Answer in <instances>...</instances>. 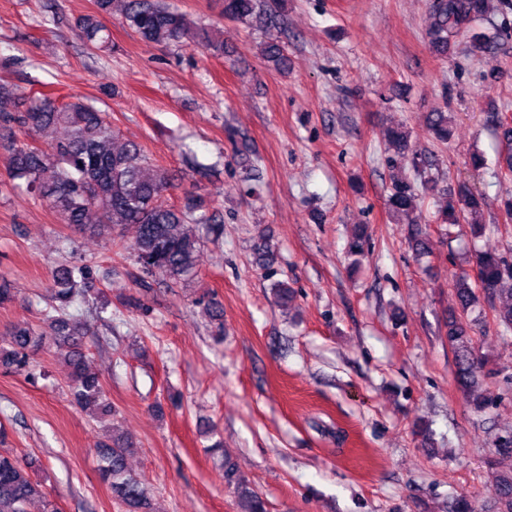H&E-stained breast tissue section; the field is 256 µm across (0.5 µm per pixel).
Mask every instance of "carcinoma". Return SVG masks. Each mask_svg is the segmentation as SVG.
<instances>
[{"instance_id":"carcinoma-1","label":"carcinoma","mask_w":512,"mask_h":512,"mask_svg":"<svg viewBox=\"0 0 512 512\" xmlns=\"http://www.w3.org/2000/svg\"><path fill=\"white\" fill-rule=\"evenodd\" d=\"M492 0H431L427 37L438 55L461 35L469 38L473 50L492 53L506 34L501 28L486 31L477 27L491 11ZM98 12L79 17L75 26L84 45L105 48L109 32L104 16L118 15L142 40L157 45L184 43L202 52L224 53L222 31L192 25L187 15L173 10L166 0H96ZM257 0H224V14L236 19L255 15ZM264 59L278 67L288 64L285 48L277 39L264 42ZM12 89L0 85V147L7 151L12 179L25 181L59 217L61 223L79 232L104 237L118 227H131L134 236L129 249L143 273L161 274L172 284L188 282L197 274L202 236L195 225L208 233L219 232L214 216L187 203L177 208L167 204L164 194L174 188L172 177L151 161L138 143H117L110 114L76 99L58 106L48 97L35 98L23 110H11ZM427 125L434 138L446 143L452 137V116L444 110L428 113ZM501 148L498 175L512 179V127L499 124ZM386 140L394 151L391 163L409 167L413 178L392 181L387 206L392 217L411 225L409 244L418 256L429 254L427 229L418 223V200L426 193L444 200L437 224L471 226L476 237L496 231L497 225L482 223L485 199L461 187L448 191L439 178L442 160L417 152L406 126L398 123L387 130ZM479 276L475 282L467 271L453 281L456 304L448 309L444 326L448 349L453 357L455 383L470 411L483 416L495 397L490 380L503 376L512 386V374L503 367H490L473 343V327L483 317L484 306L494 312L497 335L512 340V260L493 250H476L468 260ZM92 286L91 266L65 265L52 273L51 290L55 305L45 312L37 326H16L9 346H0V370L34 375L32 354L51 341L55 354L71 369V394L81 407L97 405L104 413L112 405L104 398L98 378L86 371L83 337L88 321L69 312L75 298ZM202 306L216 339L224 335L223 312L216 299L202 295ZM129 440L112 437L99 450L101 480L126 512H151L146 483L130 474L127 466ZM493 456L487 466L493 478L490 512H512V429L495 435ZM35 461L0 450V512H27L34 500L43 502V512H59L42 485L29 473ZM224 483L234 489L238 512H268L264 498L243 482L237 465L224 459Z\"/></svg>"}]
</instances>
